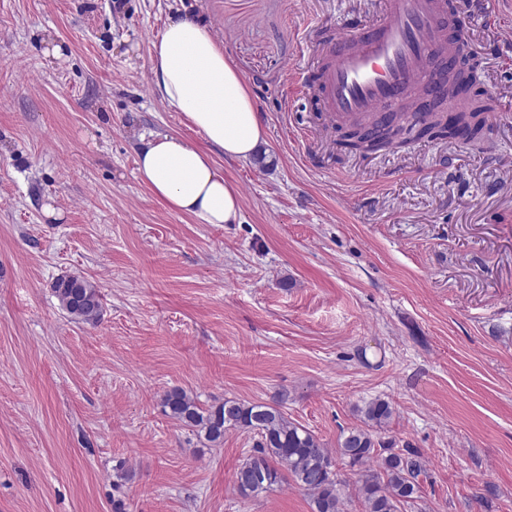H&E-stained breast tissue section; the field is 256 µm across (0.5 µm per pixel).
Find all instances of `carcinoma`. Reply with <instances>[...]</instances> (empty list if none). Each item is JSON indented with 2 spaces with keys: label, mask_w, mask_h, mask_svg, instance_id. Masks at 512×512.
Masks as SVG:
<instances>
[{
  "label": "carcinoma",
  "mask_w": 512,
  "mask_h": 512,
  "mask_svg": "<svg viewBox=\"0 0 512 512\" xmlns=\"http://www.w3.org/2000/svg\"><path fill=\"white\" fill-rule=\"evenodd\" d=\"M492 100L475 96L472 108L454 115V124L433 120L423 112L415 121L398 123L388 116L373 124L350 126L343 147L349 151L373 152L407 145L402 134L423 138L433 133H465L473 142L482 140ZM59 306L72 319L85 323L98 320L102 295L99 288L82 276H62L53 283ZM162 412L180 427L215 447L224 443V432L241 430L257 437L253 453L243 460L233 478L244 496L258 497L289 482L304 491L312 512H342L341 481L332 462L334 457L319 437L288 419L278 405L249 403L227 398L203 405L183 388L166 391ZM364 426L355 428L339 444L340 456L359 471L357 483L363 512H401L414 499L424 473L418 452L395 447L381 438L394 414L390 401L377 397L359 408Z\"/></svg>",
  "instance_id": "obj_1"
}]
</instances>
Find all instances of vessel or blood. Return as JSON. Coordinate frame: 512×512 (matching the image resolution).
<instances>
[{
  "mask_svg": "<svg viewBox=\"0 0 512 512\" xmlns=\"http://www.w3.org/2000/svg\"><path fill=\"white\" fill-rule=\"evenodd\" d=\"M455 20L448 0H384L366 31L328 42L313 63L327 118L422 112L419 90L441 91L458 54Z\"/></svg>",
  "mask_w": 512,
  "mask_h": 512,
  "instance_id": "vessel-or-blood-1",
  "label": "vessel or blood"
}]
</instances>
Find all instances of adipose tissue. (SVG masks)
<instances>
[{
	"label": "adipose tissue",
	"mask_w": 512,
	"mask_h": 512,
	"mask_svg": "<svg viewBox=\"0 0 512 512\" xmlns=\"http://www.w3.org/2000/svg\"><path fill=\"white\" fill-rule=\"evenodd\" d=\"M152 70L162 100L182 112L206 144L156 136L137 153L139 177L155 198L200 223H239V195L211 153L246 159L264 140L245 78L210 29L185 17L172 20L154 44Z\"/></svg>",
	"instance_id": "1"
}]
</instances>
